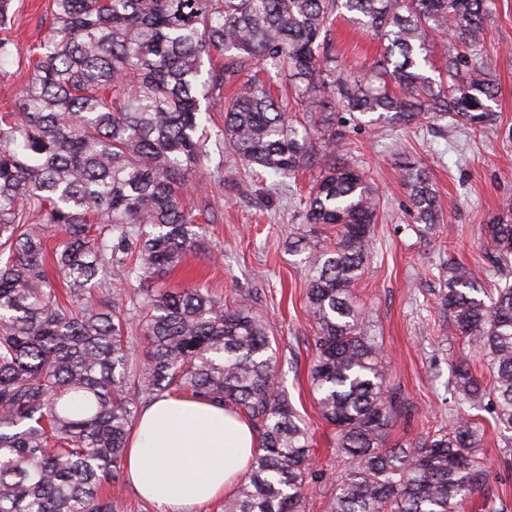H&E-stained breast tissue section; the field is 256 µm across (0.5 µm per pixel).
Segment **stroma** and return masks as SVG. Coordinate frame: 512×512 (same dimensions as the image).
Instances as JSON below:
<instances>
[{"label": "stroma", "mask_w": 512, "mask_h": 512, "mask_svg": "<svg viewBox=\"0 0 512 512\" xmlns=\"http://www.w3.org/2000/svg\"><path fill=\"white\" fill-rule=\"evenodd\" d=\"M50 0H11L0 39L10 42L0 57V113L13 111L32 72L30 51L43 42L51 24ZM332 54L340 68L361 73L382 50V42L352 23L337 19ZM488 71L498 86L496 120L478 131L437 120L389 130L349 121L330 90L303 103L307 117L329 120L343 131L350 155L361 161L377 189L378 220L370 260L355 294L370 329L384 350L388 379L400 388L407 409L392 427L388 446L405 445L451 424L455 406L448 390L453 354L466 351L465 339L448 332L437 304L448 261L482 267L493 246L483 228L497 218L503 198H512V0H493L484 40ZM404 147L426 168L439 196L441 223H416L398 164ZM319 164L300 170L288 189L265 185L240 192L242 167L225 164L218 176L203 177L187 200L202 226L196 246L158 288L203 284L233 304L241 294L256 297L255 308L271 326L278 350V382L309 426L322 480L306 488V512H327L347 461L333 446V429L313 399L309 370L315 357V326L308 315L304 256L289 241L334 240L335 229L304 224L307 190ZM482 445L488 470L483 492L465 512H486L487 498L512 512V447L491 419H484Z\"/></svg>", "instance_id": "obj_1"}]
</instances>
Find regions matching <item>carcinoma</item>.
I'll list each match as a JSON object with an SVG mask.
<instances>
[{
	"label": "carcinoma",
	"instance_id": "cac0c4a2",
	"mask_svg": "<svg viewBox=\"0 0 512 512\" xmlns=\"http://www.w3.org/2000/svg\"><path fill=\"white\" fill-rule=\"evenodd\" d=\"M490 0H52V28L15 112L0 114V512H119L137 399L200 398L247 418L258 442L224 512H306L316 476L305 421L270 389L277 349L252 297L233 305L197 284L130 291L162 278L195 247L184 199L192 177L224 159L246 183L282 186L322 144L303 221L336 227L306 245L316 357L310 385L348 461L328 512H461L485 488L489 398L512 431V200L486 225L488 267L448 262L439 294L449 328L491 369L489 385L459 355L448 387L455 421L404 447L386 438L406 405L389 384L377 337L353 287L378 217L376 190L344 134L301 113L315 89L338 91L354 123L408 126L495 120L483 66ZM384 42L363 74L333 65L341 15ZM441 51L445 76L423 73ZM224 126L208 138L224 88ZM403 181L416 223L440 221L420 162ZM60 234L48 272L46 240ZM139 329L146 362L133 363Z\"/></svg>",
	"mask_w": 512,
	"mask_h": 512
}]
</instances>
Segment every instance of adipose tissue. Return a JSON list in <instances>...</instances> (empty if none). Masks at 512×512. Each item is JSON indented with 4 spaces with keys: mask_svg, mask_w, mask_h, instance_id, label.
<instances>
[{
    "mask_svg": "<svg viewBox=\"0 0 512 512\" xmlns=\"http://www.w3.org/2000/svg\"><path fill=\"white\" fill-rule=\"evenodd\" d=\"M256 446L249 423L231 410L196 398H160L130 433L125 472L164 512H195L235 493Z\"/></svg>",
    "mask_w": 512,
    "mask_h": 512,
    "instance_id": "1",
    "label": "adipose tissue"
}]
</instances>
